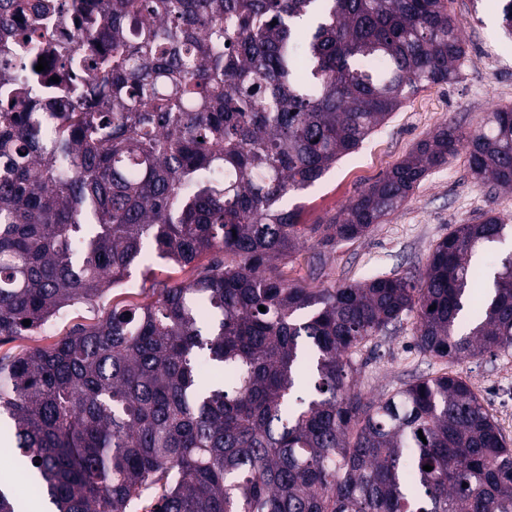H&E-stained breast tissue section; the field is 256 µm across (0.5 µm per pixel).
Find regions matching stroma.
<instances>
[{"label":"stroma","instance_id":"stroma-1","mask_svg":"<svg viewBox=\"0 0 512 512\" xmlns=\"http://www.w3.org/2000/svg\"><path fill=\"white\" fill-rule=\"evenodd\" d=\"M502 6V0H481L476 8L471 0H453L451 10L466 51L456 79L420 89L322 179L288 196V208L299 211L308 234L301 251L280 264L284 280L321 288L361 282L372 275L413 274L424 269L433 246L455 225L478 223L487 214L512 224V191L475 180L462 150L448 164L431 169L407 201L365 236L325 247L319 234L320 227L330 224L359 191L401 162L441 124L450 121L471 131L484 125L494 109L512 108V35L502 28ZM191 275V269L165 263L151 275L134 269L103 305L140 304L150 294L153 280L174 283ZM94 318L90 309L70 310L51 323L48 334L20 337L0 345V350L51 346L73 326ZM416 327L415 315L403 316L376 344L355 352L357 388L363 398L376 399L421 376L456 372L512 442V349L451 362L417 351Z\"/></svg>","mask_w":512,"mask_h":512}]
</instances>
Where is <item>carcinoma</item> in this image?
Listing matches in <instances>:
<instances>
[{"label":"carcinoma","instance_id":"carcinoma-1","mask_svg":"<svg viewBox=\"0 0 512 512\" xmlns=\"http://www.w3.org/2000/svg\"><path fill=\"white\" fill-rule=\"evenodd\" d=\"M71 23L79 41L54 36ZM0 50V342L137 264L224 253L0 356V422L47 512H512V447L466 380L366 401L351 360L412 312L431 356L512 348V254L487 292L472 262L504 220L458 225L417 277L307 288L273 269L303 236L283 198L455 76L447 0H0ZM460 146L475 179L512 187V108L445 123L322 244L365 235ZM19 508L1 482L0 512Z\"/></svg>","mask_w":512,"mask_h":512}]
</instances>
